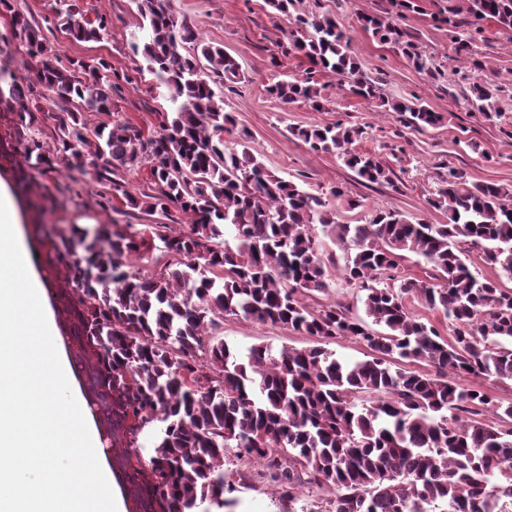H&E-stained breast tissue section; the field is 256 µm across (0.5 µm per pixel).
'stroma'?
<instances>
[{
    "label": "stroma",
    "mask_w": 512,
    "mask_h": 512,
    "mask_svg": "<svg viewBox=\"0 0 512 512\" xmlns=\"http://www.w3.org/2000/svg\"><path fill=\"white\" fill-rule=\"evenodd\" d=\"M79 4L89 17H106L108 32L101 40L84 42L45 27L44 36L61 61L90 63L102 58L116 69L141 64V57L131 49L142 32L130 0H79ZM173 5L200 37L223 47L239 65L240 81L223 88L224 107L236 119L227 141L249 132L250 151L273 174L317 194L342 189L344 198L334 202L341 223L362 224L380 210L397 211L411 220L444 223V213L429 208L427 201L452 169L471 182L512 185V31L484 22V40L478 49L459 55L447 27L436 26L433 20L435 0H419V11L408 13L402 27L408 39L434 58L432 72L421 73L397 46L374 38L360 22L362 15L388 9L389 0H296V13L332 16L349 32V51L362 73L375 82L380 97L414 101L442 113L441 124L417 130L409 127L405 116L385 111L378 99L354 95L338 79L321 74L316 80L323 87L322 110L303 102L286 107L271 98L270 84L304 76L309 63L300 54H284L277 48L290 22L270 16L264 0H173ZM470 76L501 84L503 115L496 122L466 109L463 95ZM171 109L165 89L147 73L137 84L113 94L111 119L149 134L158 129L161 113ZM15 122L14 114L0 109V180L12 191L29 169L23 153L10 148ZM336 122L357 130L356 148L377 154L386 163L388 181L374 184L360 179L336 155L311 150L295 134L301 127ZM101 191L94 170L79 174L58 165L36 175L27 197H15L20 217L18 243L46 289L55 288L66 274L41 243L42 225L95 228L107 224L136 233L149 223V216L131 208L127 197L117 195L111 205H103ZM352 199L357 202L353 208L348 205ZM219 334L242 356L256 345L276 353L284 347L312 344L298 332L235 316L225 317ZM235 468L247 475L246 481L236 485L235 512H301L306 502L327 496L326 491L303 486L298 500L291 503L259 477L256 465L241 461Z\"/></svg>",
    "instance_id": "obj_1"
}]
</instances>
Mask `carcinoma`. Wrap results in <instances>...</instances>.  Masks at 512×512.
I'll use <instances>...</instances> for the list:
<instances>
[{
	"label": "carcinoma",
	"instance_id": "carcinoma-1",
	"mask_svg": "<svg viewBox=\"0 0 512 512\" xmlns=\"http://www.w3.org/2000/svg\"><path fill=\"white\" fill-rule=\"evenodd\" d=\"M144 38L132 44L145 66L117 70L100 58L68 65L46 46L39 25L0 0L11 16L10 40L40 58L31 96L30 76L0 68V105L17 116L14 148L33 169L61 160L85 170L88 157L107 193H122L134 208L167 219L171 209L192 216L168 252L181 257L156 273L127 270L124 257L145 238L106 226L71 224L52 243L71 274L55 299L76 317L78 355L88 403L104 429L121 432L123 463L135 467L151 512H224L235 491L224 473L226 459L247 460L294 499L306 483L329 491L325 504L307 512H512V402L492 400L448 376H486L512 381V190L469 183L457 171L428 205L448 222H411L398 212H375L363 224H343L328 199L271 175L224 131L235 125L215 90L240 79L224 48L202 41L172 0H132ZM416 0H391L384 14L364 15L362 26L391 42L419 72L433 62L404 39L400 22ZM56 29L77 41L107 32L77 3L53 7ZM448 26L458 52L473 51L480 24L495 21L512 31V0H448L435 16ZM281 52L307 58L302 78L267 89L284 106L302 101L319 110L314 74L348 79L349 91L377 97L348 52L349 36L326 15L294 20ZM164 86L172 111L146 135L127 124L102 121L88 128L84 112L108 115L112 94L143 72ZM501 87L470 83L467 110L492 121L502 117ZM393 112L409 113L416 129L443 116L420 104L384 99ZM53 112L55 152L35 136V113ZM357 131L338 122L300 129L315 152L334 153L369 182L390 181L386 166L358 151ZM148 164L155 193L138 200L119 175ZM332 236L347 253L341 279L363 293L366 318L342 304H312L331 289L336 258L319 234ZM478 248L498 271L477 278L468 252ZM411 253L431 266L420 279L401 269ZM440 313L451 333L411 309ZM279 325L313 339L305 348L264 346L240 359L216 330L224 316ZM351 338L366 344L363 360L346 362L327 345ZM425 363L427 370L416 365ZM154 454H141L143 435Z\"/></svg>",
	"mask_w": 512,
	"mask_h": 512
}]
</instances>
